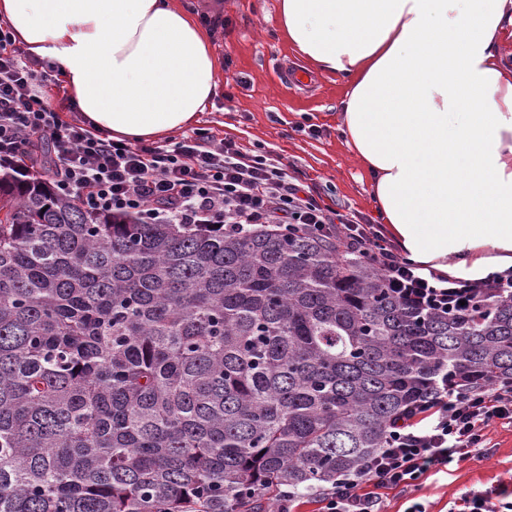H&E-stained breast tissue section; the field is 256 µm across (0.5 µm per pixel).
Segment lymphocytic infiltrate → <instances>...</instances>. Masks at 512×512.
Returning <instances> with one entry per match:
<instances>
[{"label": "lymphocytic infiltrate", "mask_w": 512, "mask_h": 512, "mask_svg": "<svg viewBox=\"0 0 512 512\" xmlns=\"http://www.w3.org/2000/svg\"><path fill=\"white\" fill-rule=\"evenodd\" d=\"M46 63L23 59L0 24V169L38 170L37 150L50 142V169L61 195L94 213H126L143 224L220 226L247 234L265 224L334 240L366 256L393 294L422 313L450 317L512 292V272L461 280L424 270L398 255L382 225L361 221L315 197L280 160L255 154L208 132L172 147L118 145L77 115L51 103ZM512 422V381L474 388H436L389 426L382 448L357 472L322 489V512H382L379 490L415 487L427 472L488 445V429Z\"/></svg>", "instance_id": "lymphocytic-infiltrate-1"}]
</instances>
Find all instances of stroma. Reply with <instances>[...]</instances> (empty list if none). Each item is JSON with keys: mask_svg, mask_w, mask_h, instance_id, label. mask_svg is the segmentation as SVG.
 <instances>
[{"mask_svg": "<svg viewBox=\"0 0 512 512\" xmlns=\"http://www.w3.org/2000/svg\"><path fill=\"white\" fill-rule=\"evenodd\" d=\"M196 17L221 15L210 45L220 64L219 92L185 134L206 130L230 136L287 164L290 175L314 194L345 210L374 217L370 177L338 128L345 90L340 78L311 75L306 83L287 81L303 66L277 25L278 0H175ZM490 445L472 449L447 470L428 473L417 487L382 490L384 512H408L416 503L426 512H449L471 488H507L512 493V425L494 423Z\"/></svg>", "mask_w": 512, "mask_h": 512, "instance_id": "35a3bbf8", "label": "stroma"}]
</instances>
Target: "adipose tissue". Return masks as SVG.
I'll use <instances>...</instances> for the list:
<instances>
[{
    "label": "adipose tissue",
    "mask_w": 512,
    "mask_h": 512,
    "mask_svg": "<svg viewBox=\"0 0 512 512\" xmlns=\"http://www.w3.org/2000/svg\"><path fill=\"white\" fill-rule=\"evenodd\" d=\"M0 20L114 140H162L219 89L173 0H0ZM278 26L345 82L341 131L404 255L463 279L512 267V0H279Z\"/></svg>",
    "instance_id": "obj_1"
}]
</instances>
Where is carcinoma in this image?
Listing matches in <instances>:
<instances>
[{"label":"carcinoma","mask_w":512,"mask_h":512,"mask_svg":"<svg viewBox=\"0 0 512 512\" xmlns=\"http://www.w3.org/2000/svg\"><path fill=\"white\" fill-rule=\"evenodd\" d=\"M444 376L512 380V293L412 312L308 234L90 215L0 172V512H272Z\"/></svg>","instance_id":"cac0c4a2"}]
</instances>
